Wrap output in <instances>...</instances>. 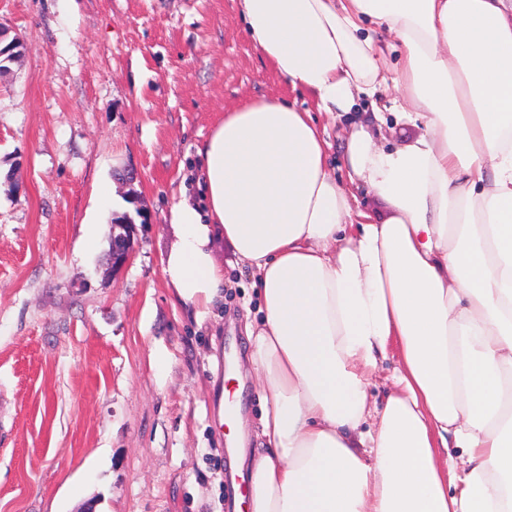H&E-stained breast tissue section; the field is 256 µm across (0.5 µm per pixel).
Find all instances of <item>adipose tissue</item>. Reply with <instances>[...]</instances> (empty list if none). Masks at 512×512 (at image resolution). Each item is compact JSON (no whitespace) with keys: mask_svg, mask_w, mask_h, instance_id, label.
<instances>
[{"mask_svg":"<svg viewBox=\"0 0 512 512\" xmlns=\"http://www.w3.org/2000/svg\"><path fill=\"white\" fill-rule=\"evenodd\" d=\"M236 4L313 111L392 82L428 130L391 152L348 140L351 181L390 205L380 220L353 210L313 111L256 98L198 147L203 197L171 207L162 274L204 320L224 294L218 225L255 277L263 407L237 512H512V0ZM392 353L371 410L367 374Z\"/></svg>","mask_w":512,"mask_h":512,"instance_id":"obj_1","label":"adipose tissue"}]
</instances>
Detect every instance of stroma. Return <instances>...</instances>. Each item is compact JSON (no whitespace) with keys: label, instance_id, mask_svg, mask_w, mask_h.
<instances>
[{"label":"stroma","instance_id":"obj_1","mask_svg":"<svg viewBox=\"0 0 512 512\" xmlns=\"http://www.w3.org/2000/svg\"><path fill=\"white\" fill-rule=\"evenodd\" d=\"M0 23L26 45L0 76V512H234L217 405L224 354L248 351L259 300L218 227L227 286L204 321L161 268L197 145L224 111L288 87L235 0H0ZM317 120L347 180L357 118ZM368 131L387 150L427 133L391 112ZM104 182L147 215L117 272Z\"/></svg>","mask_w":512,"mask_h":512}]
</instances>
